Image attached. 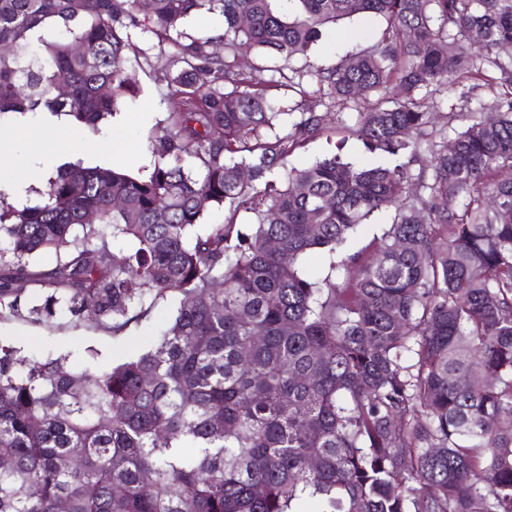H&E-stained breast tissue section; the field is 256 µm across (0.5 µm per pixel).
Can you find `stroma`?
Returning a JSON list of instances; mask_svg holds the SVG:
<instances>
[{
	"mask_svg": "<svg viewBox=\"0 0 512 512\" xmlns=\"http://www.w3.org/2000/svg\"><path fill=\"white\" fill-rule=\"evenodd\" d=\"M383 24L375 18L355 17L330 27L323 39L313 46L309 59L318 65L330 66L355 48L378 39ZM136 75L142 88L138 108L117 113L99 130L77 129L66 118L35 114L25 118L7 115L0 118L6 125H22L26 135L14 154L0 158V181L14 180L22 162L79 161L87 166L123 164L139 175L151 170V157L142 146L145 134L166 112L177 106L176 99L165 94L158 68L142 67ZM358 164H380L385 155L369 151L356 136L340 125H332L323 135L306 143L288 156V167H299L327 156L335 149ZM171 304L159 301L147 321L132 324L120 332L60 318L56 324H35L24 318L0 320V342L13 346L20 356L44 361L59 356L70 364L84 367L97 364L108 367L122 361L127 352L143 348L149 339L150 327L167 317Z\"/></svg>",
	"mask_w": 512,
	"mask_h": 512,
	"instance_id": "stroma-1",
	"label": "stroma"
}]
</instances>
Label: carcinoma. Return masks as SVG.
Here are the masks:
<instances>
[{
    "label": "carcinoma",
    "instance_id": "cac0c4a2",
    "mask_svg": "<svg viewBox=\"0 0 512 512\" xmlns=\"http://www.w3.org/2000/svg\"><path fill=\"white\" fill-rule=\"evenodd\" d=\"M139 2L0 0V116L97 129L133 107L137 28L167 45L179 98L145 139L148 175L65 162L33 204L0 193L1 320L117 333L177 296L151 347L109 368L0 346V512H512V180L492 179L512 169V0ZM205 13L223 28L187 34ZM355 16L381 37L291 65ZM450 80L495 111L451 139ZM344 109L392 163L286 168ZM389 209L370 253L344 249ZM214 210L224 223H202Z\"/></svg>",
    "mask_w": 512,
    "mask_h": 512
}]
</instances>
